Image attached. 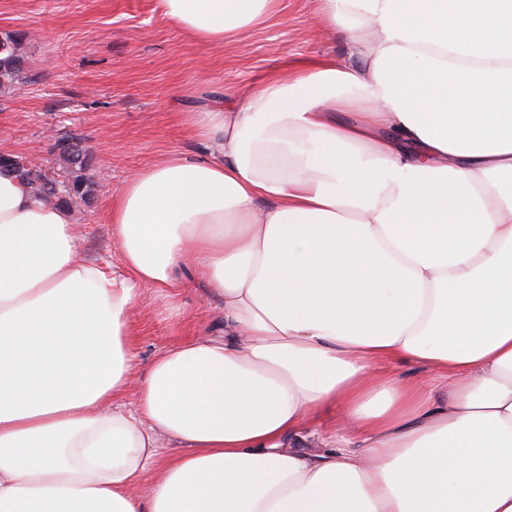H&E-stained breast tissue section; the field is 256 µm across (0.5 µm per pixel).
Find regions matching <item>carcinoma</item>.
<instances>
[{
	"mask_svg": "<svg viewBox=\"0 0 512 512\" xmlns=\"http://www.w3.org/2000/svg\"><path fill=\"white\" fill-rule=\"evenodd\" d=\"M28 39L25 32L0 38V91H13L31 81ZM2 169L13 172L34 198L56 206H69L76 198L89 200L96 185L91 154L68 140L56 144L51 173L32 164L28 157L15 154L0 155Z\"/></svg>",
	"mask_w": 512,
	"mask_h": 512,
	"instance_id": "cac0c4a2",
	"label": "carcinoma"
}]
</instances>
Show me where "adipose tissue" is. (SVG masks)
<instances>
[{
  "label": "adipose tissue",
  "instance_id": "1",
  "mask_svg": "<svg viewBox=\"0 0 512 512\" xmlns=\"http://www.w3.org/2000/svg\"><path fill=\"white\" fill-rule=\"evenodd\" d=\"M319 3L350 63L190 113L207 156L112 197L118 269L0 173V512H512V0ZM280 6L161 0L204 45ZM194 272L223 336L139 373Z\"/></svg>",
  "mask_w": 512,
  "mask_h": 512
}]
</instances>
